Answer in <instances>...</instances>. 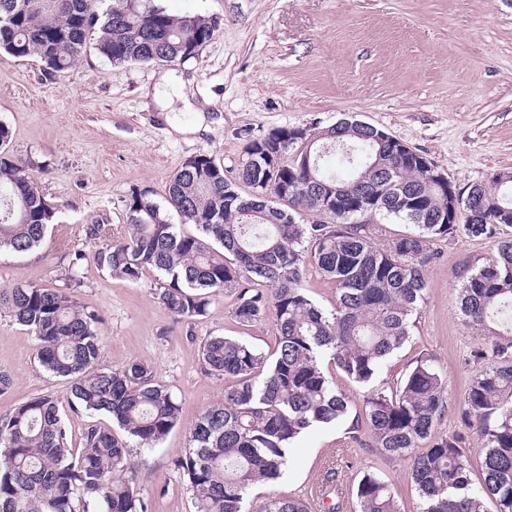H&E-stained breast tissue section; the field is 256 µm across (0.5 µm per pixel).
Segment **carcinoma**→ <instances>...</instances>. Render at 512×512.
I'll return each mask as SVG.
<instances>
[{"mask_svg": "<svg viewBox=\"0 0 512 512\" xmlns=\"http://www.w3.org/2000/svg\"><path fill=\"white\" fill-rule=\"evenodd\" d=\"M219 28L213 17L176 16L142 0H0V53L38 58L56 76L92 48L109 63L180 65ZM0 123V251L21 255L41 244L55 208L40 193L29 162L9 152ZM347 147L356 174L322 169L328 149ZM434 164L368 123L343 119L316 127H277L249 139L235 180L204 155L171 178L163 208L149 189L132 192L128 234L103 243L98 265L136 283L162 275L159 299L176 319L208 314L210 294H236L233 319L248 326L271 316L276 351L226 336L201 343L205 372L224 377V402L205 408L176 460L196 512H245L251 489L274 484L295 440L318 425L352 426L369 445L409 460L420 512H512V238L458 273L464 325L485 337L459 412L484 442L482 478L472 484L464 437L439 434L448 408L447 379L422 358L399 386H376L385 360L411 336V316L425 300L431 245L448 237L493 239L512 222V172L459 187L432 178ZM457 191V223L448 200ZM174 211L181 223L171 222ZM393 216L417 228L379 247L362 213ZM315 220L306 224L304 214ZM185 224L196 233L182 229ZM314 264L336 283V305L314 302L303 272ZM36 338L40 366L72 383L70 411L106 413L141 448L152 449L179 424L181 405L140 361L100 368L101 317L69 289L27 286L0 291V309ZM330 359L368 388L361 412L323 368ZM78 452L57 402L34 397L0 416V512H148L135 492L138 469L127 438L89 425ZM357 512H401L390 484L366 473ZM494 510H489L488 504ZM256 512H309L298 498L265 497Z\"/></svg>", "mask_w": 512, "mask_h": 512, "instance_id": "cac0c4a2", "label": "carcinoma"}]
</instances>
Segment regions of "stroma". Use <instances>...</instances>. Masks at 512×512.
<instances>
[{
	"instance_id": "stroma-1",
	"label": "stroma",
	"mask_w": 512,
	"mask_h": 512,
	"mask_svg": "<svg viewBox=\"0 0 512 512\" xmlns=\"http://www.w3.org/2000/svg\"><path fill=\"white\" fill-rule=\"evenodd\" d=\"M153 2L177 16L218 18L220 27L195 59L171 67L113 65L91 50L53 77L36 58L0 54V122L11 130L8 149L33 162L39 189L56 209L40 248L0 254V290L62 288L70 278L80 280L75 299L103 319L101 368L144 362L182 407L179 426L158 448H131L138 496L148 512H195L174 461L189 446L196 416L221 402L226 386L205 372L201 341L232 336L270 354L275 323L266 317L238 325L231 317L235 296L227 291L211 295L205 317L174 319L158 299L156 273L132 284L97 265L87 226L100 225L102 240H121L132 190L150 189L163 202L186 159L210 156L231 179L247 139L276 127L325 128L350 116L420 150L459 184L512 172V0ZM166 74L183 77V84L160 86ZM201 118L222 124L212 133L172 129ZM493 248V241L465 236L436 242L412 335L376 378L392 387L417 360H433L451 397L438 430L465 434L475 482L483 442L465 428L458 405L479 369L471 353L480 338L463 324L456 273ZM77 252L85 259L74 269L70 259ZM36 345L1 309L0 371L12 385L0 396V415L42 395L67 410L71 384L39 366ZM367 472L394 487L401 512H417L407 461L354 438L344 423L302 436L284 477L253 494L301 498L310 512H323L321 494L329 490L339 512H355L354 491Z\"/></svg>"
}]
</instances>
